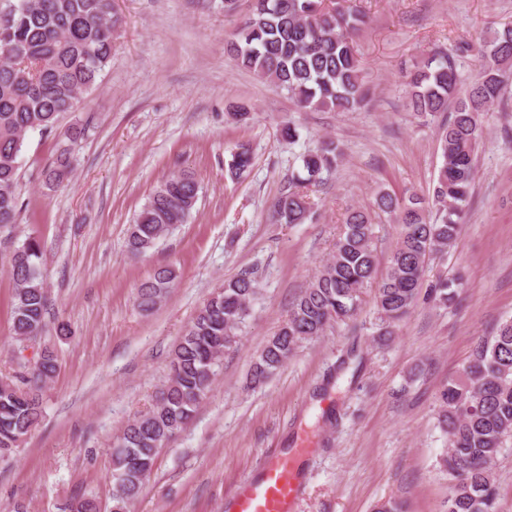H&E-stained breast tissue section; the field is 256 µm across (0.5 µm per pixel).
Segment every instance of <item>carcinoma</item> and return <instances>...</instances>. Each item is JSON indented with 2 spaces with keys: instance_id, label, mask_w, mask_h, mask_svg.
<instances>
[{
  "instance_id": "carcinoma-1",
  "label": "carcinoma",
  "mask_w": 512,
  "mask_h": 512,
  "mask_svg": "<svg viewBox=\"0 0 512 512\" xmlns=\"http://www.w3.org/2000/svg\"><path fill=\"white\" fill-rule=\"evenodd\" d=\"M120 23L114 0H17L0 11V50L13 60L0 63V228L17 223L19 162L29 132L50 131L61 114L74 111L75 95L88 91L112 60V39ZM366 15L341 0H251L225 50L243 68L287 91L301 109L355 112L367 103L368 88L355 38ZM470 50L462 43L436 51L403 74L407 106L438 126L443 162L432 189L436 217L425 200L412 194L379 193L377 209L396 217L402 231L377 285L374 306L377 341L391 340L394 328L417 304L425 269L456 241L474 180L482 118L501 101L505 72L512 68V23L494 29L485 41L476 78L462 88L457 57ZM85 128L74 124L44 172L51 185L71 173L73 146ZM342 156L324 141L301 156L304 175L271 204L280 224H306L315 217L310 193L325 183ZM253 156L242 145L229 162L241 177ZM195 176L182 171L154 190L129 225L128 253L147 254L175 226L187 222L198 199ZM375 224L364 210L346 211L328 262L303 289L278 331L253 361L249 384L265 383L299 346L358 312L364 290L375 279ZM41 245L27 238L11 253L14 282L12 326L22 343L43 335L69 334L68 324L48 320V298L41 269ZM177 278L171 265L158 267L137 288L135 303L152 311ZM258 293L254 273L244 271L212 292L175 344L166 384L147 411L130 422L112 444V512H128L150 475L161 448L193 418L206 396L224 351L237 342ZM428 297L448 307L458 299V283L439 277ZM58 368L47 348L20 364L12 377L0 378V451L19 447L42 417V391ZM438 423L448 436L439 469L448 478V512H497L495 463L512 442V318L477 344L462 371L438 393Z\"/></svg>"
}]
</instances>
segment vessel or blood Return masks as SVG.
I'll use <instances>...</instances> for the list:
<instances>
[{
  "mask_svg": "<svg viewBox=\"0 0 512 512\" xmlns=\"http://www.w3.org/2000/svg\"><path fill=\"white\" fill-rule=\"evenodd\" d=\"M299 459L296 453L266 458L230 496L233 512H291L301 488Z\"/></svg>",
  "mask_w": 512,
  "mask_h": 512,
  "instance_id": "obj_1",
  "label": "vessel or blood"
}]
</instances>
